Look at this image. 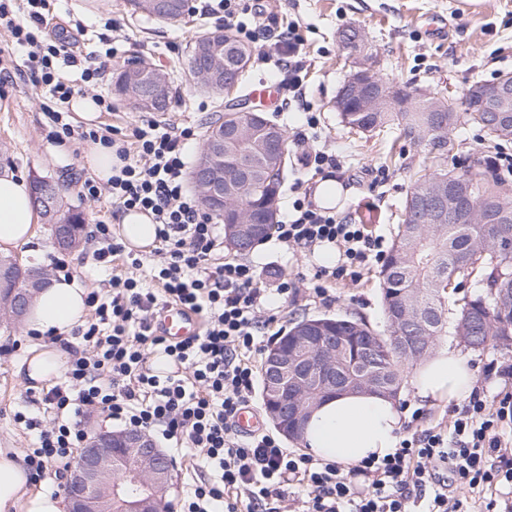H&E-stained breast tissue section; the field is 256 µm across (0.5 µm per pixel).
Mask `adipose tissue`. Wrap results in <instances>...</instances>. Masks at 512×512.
I'll return each instance as SVG.
<instances>
[{
  "mask_svg": "<svg viewBox=\"0 0 512 512\" xmlns=\"http://www.w3.org/2000/svg\"><path fill=\"white\" fill-rule=\"evenodd\" d=\"M40 215L33 205L32 187L23 177L0 175V254L32 244ZM86 293L74 281L52 280L32 300L25 314L28 329L41 334H67L87 315ZM71 359L57 344H37L21 365L35 382L61 377ZM475 377L466 359L441 347L417 369L412 386L424 401H463L473 391ZM403 415L394 398L377 393H345L317 404L308 419L303 442L316 458L344 466L368 456H384L397 444ZM0 512H63V501L34 489L25 455L0 449Z\"/></svg>",
  "mask_w": 512,
  "mask_h": 512,
  "instance_id": "adipose-tissue-1",
  "label": "adipose tissue"
}]
</instances>
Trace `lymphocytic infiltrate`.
I'll list each match as a JSON object with an SVG mask.
<instances>
[{"instance_id": "lymphocytic-infiltrate-1", "label": "lymphocytic infiltrate", "mask_w": 512, "mask_h": 512, "mask_svg": "<svg viewBox=\"0 0 512 512\" xmlns=\"http://www.w3.org/2000/svg\"><path fill=\"white\" fill-rule=\"evenodd\" d=\"M13 2L0 0V26L26 59L0 69V86L17 76L45 88L43 110L54 143L73 137L99 143L120 160L109 184L113 220L137 209L156 225L148 263L114 237L110 222H97L91 231L96 263L107 268L120 258L128 271L112 276L107 294H90L94 315L74 336L61 382L28 393L29 411L14 415L33 435L26 451L31 479L71 466L87 437L82 416L99 409L113 422L161 436L173 447L200 450L213 475L188 483L177 512H282L287 502L292 512H462L465 503L481 499L487 512H512V434L505 432L512 425L511 392L489 399L473 394L452 409L446 427L424 426L425 410L414 409L392 452L349 469L285 449L270 433L235 432V416L250 403L257 378L258 332L277 317L254 266L220 260L219 227L186 186L185 146L195 137L193 127L163 128L145 120L127 138L114 128L75 131L69 121L75 82L94 88L96 105L111 110V100L97 89L123 36L113 30L104 52L78 55L68 38L44 37L47 0H25L21 11ZM300 42L293 26L273 42L277 68L287 74L294 98L302 86ZM274 231L292 249L338 248V264L313 276V291L322 298L332 283L359 281L386 257L382 237L365 225L337 220L306 198L294 201ZM168 305L203 317L201 334L179 342L157 335L152 321ZM154 353L171 360L175 371L150 369ZM46 411L53 416L48 426Z\"/></svg>"}]
</instances>
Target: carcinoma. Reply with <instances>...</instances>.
Segmentation results:
<instances>
[{
  "instance_id": "carcinoma-1",
  "label": "carcinoma",
  "mask_w": 512,
  "mask_h": 512,
  "mask_svg": "<svg viewBox=\"0 0 512 512\" xmlns=\"http://www.w3.org/2000/svg\"><path fill=\"white\" fill-rule=\"evenodd\" d=\"M224 71L237 83V93L246 97V74L255 48L232 29L223 31ZM129 71L117 70L112 75V91L120 97L138 99L140 89L128 86ZM171 86L163 98L133 109L164 114L169 110ZM434 112L421 101L411 109L401 110L388 101L374 112L365 111L361 99L353 97L338 113L343 126L368 136L386 128H395L400 136L423 147L422 166L411 180L403 204L402 222L377 274L387 333L375 330L367 321L351 315H324L323 329L316 340L340 341L339 361H353L363 373H354L357 381L363 375L377 383L378 391L393 398L402 390L404 365L424 360L438 337L450 333L473 349L504 347L512 344V188L504 180L481 169L458 171L448 168L450 149L454 145L452 131L461 124L478 127L487 136V148H499L512 142V127L490 125L489 113ZM240 163L250 169V181L230 199L232 205L248 209L251 218L263 225L259 235L241 237L226 233L227 244L239 254L267 239L277 219L267 212L268 196L281 199L288 178V162L269 155L265 140L250 135L234 148ZM463 180L472 185L470 194L462 197L461 212L470 222L459 219L436 221L427 209L415 205L423 190L434 192L456 187ZM63 186H58L47 205L33 198L47 224L72 225L69 239L59 247L76 249L82 244V221L64 210ZM34 267H22L0 257V302L6 300L16 285L24 284ZM480 274L479 287L451 309L448 297L463 280ZM402 336L421 337V347L408 351L401 346Z\"/></svg>"
}]
</instances>
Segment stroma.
Here are the masks:
<instances>
[{
    "label": "stroma",
    "instance_id": "1",
    "mask_svg": "<svg viewBox=\"0 0 512 512\" xmlns=\"http://www.w3.org/2000/svg\"><path fill=\"white\" fill-rule=\"evenodd\" d=\"M268 7L280 26L295 25L302 37V51L308 68L301 87L300 101L280 107L274 117L288 136H295L302 124L303 108H310L320 118L316 148L336 153L341 167L335 174L342 191L333 207L337 217L353 218L361 214L373 218L369 229L392 244L398 230L402 201L410 186V176L420 155L416 146L395 139L387 133L373 138L344 128L332 107L349 67L338 41L341 30L354 27L363 32L376 59L377 72L385 81L417 89L443 90L454 96L473 82L489 81L503 72H512V0H256ZM192 13L181 20L161 23L132 15L125 0H53L47 17L46 36L60 30L73 31V50L88 54L101 51L108 23H117L126 33L129 45L121 57L109 62V69L127 65L144 57L163 71L172 73L181 67L190 44L214 27L204 15L205 0H194ZM445 17L448 34L441 38L425 30L428 18ZM83 20L86 30L74 32L75 20ZM177 92L170 109L158 117L160 126H193L197 138L188 148L190 158H197L199 138L213 116L215 100L192 78L176 83ZM45 89L17 79L0 89V170L33 180L51 177L67 188V208L85 219L84 231H91L97 221H110L112 199L101 194L98 200L82 197L81 176L87 175L84 156L87 143L70 141L65 165L55 164L47 147L51 126L42 105ZM39 244L34 249H20L13 254L19 264H38L54 269L66 263L73 279L88 292H107L111 274L125 272L122 261L113 270L96 265L95 241L71 251L59 250L48 225H41ZM256 266L263 287L273 292L282 278L302 275L296 296L275 295L278 321L270 333L280 332L289 319L321 315L351 314L368 320L377 330H385L380 291L374 273H366L357 283L341 281L332 285L330 300L316 297L308 279L319 269L316 253L293 250L268 238L244 256ZM33 336L24 323L0 316V448L21 450L31 445V436L14 420L30 389L27 379L17 374L15 366L24 356ZM438 346L463 355L476 376L475 389L486 395L512 392V377L487 373L490 362L512 365V348L473 349L458 337L445 335Z\"/></svg>",
    "mask_w": 512,
    "mask_h": 512
}]
</instances>
